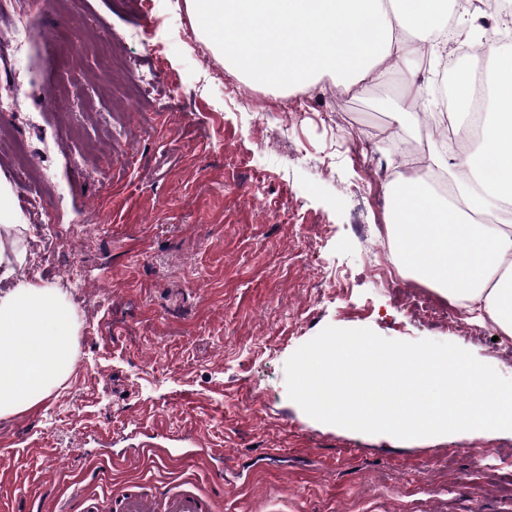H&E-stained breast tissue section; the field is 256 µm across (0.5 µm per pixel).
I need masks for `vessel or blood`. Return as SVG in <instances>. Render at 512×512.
<instances>
[{"mask_svg":"<svg viewBox=\"0 0 512 512\" xmlns=\"http://www.w3.org/2000/svg\"><path fill=\"white\" fill-rule=\"evenodd\" d=\"M112 512H215L212 497L198 489L184 485H172L148 492L131 485L117 491H107ZM93 503L82 489L73 487L67 499L55 500L53 505L45 501L33 503L31 512H89Z\"/></svg>","mask_w":512,"mask_h":512,"instance_id":"1","label":"vessel or blood"}]
</instances>
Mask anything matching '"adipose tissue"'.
Here are the masks:
<instances>
[{"label": "adipose tissue", "instance_id": "obj_1", "mask_svg": "<svg viewBox=\"0 0 512 512\" xmlns=\"http://www.w3.org/2000/svg\"><path fill=\"white\" fill-rule=\"evenodd\" d=\"M453 0H186L199 34L237 75L261 85L309 86L324 75L345 93L384 82L393 61L438 63L462 40ZM498 76L491 103L475 109L470 71L453 78V130L480 135L462 165L430 158L456 184L462 207L431 192L423 175L386 189V222L406 274L512 337V223L481 224L489 206L512 208V53L485 50ZM78 317L62 288L22 281L0 295V418L33 408L72 372Z\"/></svg>", "mask_w": 512, "mask_h": 512}]
</instances>
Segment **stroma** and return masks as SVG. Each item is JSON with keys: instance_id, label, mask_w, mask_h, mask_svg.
I'll return each mask as SVG.
<instances>
[{"instance_id": "obj_1", "label": "stroma", "mask_w": 512, "mask_h": 512, "mask_svg": "<svg viewBox=\"0 0 512 512\" xmlns=\"http://www.w3.org/2000/svg\"><path fill=\"white\" fill-rule=\"evenodd\" d=\"M87 23L151 81L121 105L124 79L104 60L63 64L46 35L61 17L28 0H0V89L19 108L11 125L46 169L52 224L28 207L8 149L0 174L27 230L15 281L63 288L79 316L76 363L50 397L0 419V512H21L72 484L94 492L191 482L216 512H512V435L453 433L401 440L319 422L289 399L285 363L325 327L369 328L392 340L455 344L512 378V337L465 311L422 317L417 302L448 301L394 264L390 229L369 177L403 165L434 95V69L412 59L359 95L327 77L301 88L263 86L221 56L200 65L202 39L184 0H82ZM29 38L11 44L14 25ZM422 89L405 128L392 119L403 76ZM83 79L65 112L43 88ZM98 152L79 161L62 115ZM128 447L198 433L224 451V486L193 459L116 464L97 440ZM54 485H46L47 475Z\"/></svg>"}]
</instances>
